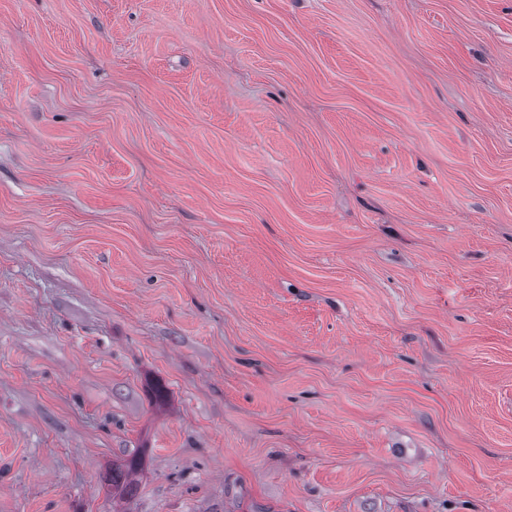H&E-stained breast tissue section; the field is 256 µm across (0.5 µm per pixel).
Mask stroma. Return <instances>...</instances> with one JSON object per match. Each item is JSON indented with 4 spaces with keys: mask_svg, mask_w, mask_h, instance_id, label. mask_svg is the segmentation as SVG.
Listing matches in <instances>:
<instances>
[{
    "mask_svg": "<svg viewBox=\"0 0 512 512\" xmlns=\"http://www.w3.org/2000/svg\"><path fill=\"white\" fill-rule=\"evenodd\" d=\"M0 512H512V0H0ZM141 469V463L136 456L125 459L120 463H112V471L107 475L105 481L112 486V496L119 494L122 497L133 496L136 490V483L132 476Z\"/></svg>",
    "mask_w": 512,
    "mask_h": 512,
    "instance_id": "35a3bbf8",
    "label": "stroma"
}]
</instances>
